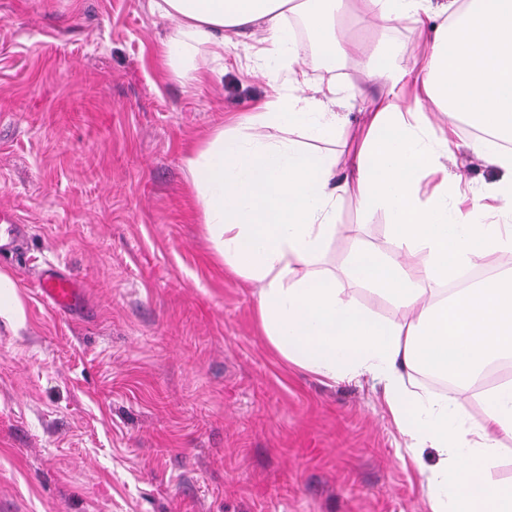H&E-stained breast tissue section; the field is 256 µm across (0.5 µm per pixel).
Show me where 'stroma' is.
I'll return each mask as SVG.
<instances>
[{
	"instance_id": "obj_1",
	"label": "stroma",
	"mask_w": 512,
	"mask_h": 512,
	"mask_svg": "<svg viewBox=\"0 0 512 512\" xmlns=\"http://www.w3.org/2000/svg\"><path fill=\"white\" fill-rule=\"evenodd\" d=\"M339 26L416 51L407 20ZM173 27L148 0H0V210L26 226L0 256L23 307L0 315V512H428L371 383L282 360L216 259L182 159L270 87L247 36L220 77L173 78ZM471 138L448 168L479 194L502 172ZM336 221L390 246L355 198ZM48 261L83 290L69 313L37 296Z\"/></svg>"
}]
</instances>
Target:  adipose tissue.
Masks as SVG:
<instances>
[{
    "instance_id": "adipose-tissue-1",
    "label": "adipose tissue",
    "mask_w": 512,
    "mask_h": 512,
    "mask_svg": "<svg viewBox=\"0 0 512 512\" xmlns=\"http://www.w3.org/2000/svg\"><path fill=\"white\" fill-rule=\"evenodd\" d=\"M337 2L148 0L152 14L176 22L162 51L175 78L205 81L194 64L199 49L222 60L235 36L256 27L268 44L262 75L271 86L285 79L298 88L185 155L203 222L225 272L255 288L258 326L283 360L334 382H377L409 451H439L436 465L419 470L429 512H512V485L490 476L499 434L512 433V382L480 394L481 423L459 410L470 379L512 357V228L479 219L512 211V0H353L358 18L415 24L409 67L396 65L391 42L366 55L337 35ZM294 13L305 21L307 58L288 23ZM343 60L386 87L375 98L355 92L366 120L346 169L321 148L348 122L336 109L339 90L329 78H308ZM429 104L440 117L433 128ZM460 115L482 131L470 152L505 171L487 203L469 208L448 201L461 182L447 165ZM345 196L386 215L391 247L354 246L336 273L322 262L333 240L352 232L335 220ZM490 257L502 274L444 291L459 270ZM350 284L403 308L407 319L371 311L347 292ZM416 369L455 385L442 394L413 389Z\"/></svg>"
}]
</instances>
